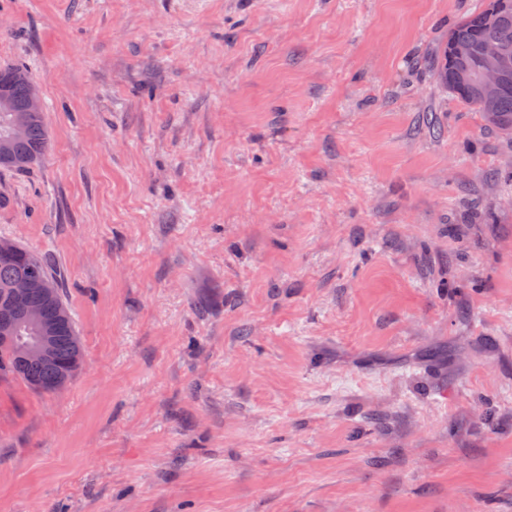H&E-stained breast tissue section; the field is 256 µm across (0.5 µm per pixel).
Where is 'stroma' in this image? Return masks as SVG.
Returning <instances> with one entry per match:
<instances>
[{
    "label": "stroma",
    "instance_id": "obj_1",
    "mask_svg": "<svg viewBox=\"0 0 512 512\" xmlns=\"http://www.w3.org/2000/svg\"><path fill=\"white\" fill-rule=\"evenodd\" d=\"M479 0H0L50 147L0 169L84 344L0 380V512H512V140ZM490 1L499 5L496 23H485L484 5L460 19L448 30V38L442 45L440 59L437 64V77L443 86L461 99L463 103L481 112L490 127L502 134L511 136V60L497 52H490L484 58L483 56L492 49L512 54V0ZM466 41L472 46V55L466 61V66L475 70L483 58L479 74V90L483 98L489 100L498 93L491 102L484 100L476 88L467 89L475 78L474 74L462 65L471 53V46ZM450 47L449 80L451 84L448 81V52ZM509 72L510 74L503 85ZM451 85L458 90H467L459 92Z\"/></svg>",
    "mask_w": 512,
    "mask_h": 512
}]
</instances>
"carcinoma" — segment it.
Wrapping results in <instances>:
<instances>
[{"label": "carcinoma", "instance_id": "carcinoma-1", "mask_svg": "<svg viewBox=\"0 0 512 512\" xmlns=\"http://www.w3.org/2000/svg\"><path fill=\"white\" fill-rule=\"evenodd\" d=\"M491 2L499 5L496 23H485V8L480 7L448 30V38L442 45L437 64V77L463 103L481 112L490 127L511 136L512 73L490 102L484 100L477 89L459 92L448 81V52L455 41L465 40L471 44L472 55L466 61V66L471 70L477 69L485 53L492 49L512 54V0ZM32 81V73L23 66L0 67V84L8 85L15 105V111L0 116V123L19 120L24 125V133L19 137L0 136L1 170L24 172L37 163L49 148V132L42 117L37 112L27 111L28 88ZM20 279L31 280L38 287L29 289L27 297L15 305L16 335H29L23 323L30 309H42L47 318L55 317L62 310H69L62 288L49 271L48 259L17 243L13 259L0 258V297L10 295L13 285ZM54 349L57 363L44 364L35 360H19L12 344L1 343L0 378L19 380L32 390L40 388L42 393H50L64 375L73 376L78 372L84 358L83 343L74 319H69V324L55 333Z\"/></svg>", "mask_w": 512, "mask_h": 512}]
</instances>
